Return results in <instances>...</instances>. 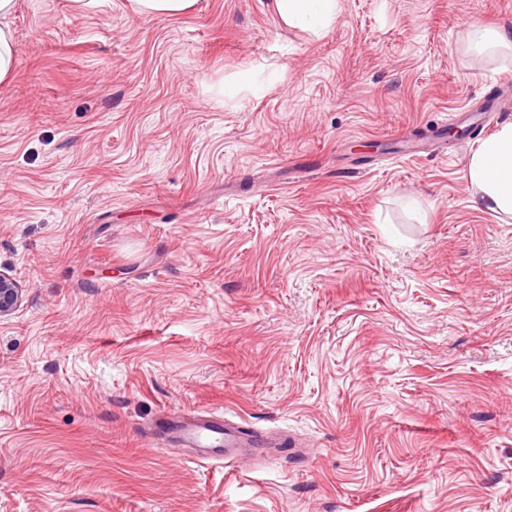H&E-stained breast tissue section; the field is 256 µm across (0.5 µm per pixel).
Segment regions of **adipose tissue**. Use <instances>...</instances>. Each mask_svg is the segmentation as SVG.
<instances>
[{"label":"adipose tissue","mask_w":512,"mask_h":512,"mask_svg":"<svg viewBox=\"0 0 512 512\" xmlns=\"http://www.w3.org/2000/svg\"><path fill=\"white\" fill-rule=\"evenodd\" d=\"M289 26L321 35L336 18L338 0H274ZM466 180L478 207L512 216V123L505 124L471 154Z\"/></svg>","instance_id":"obj_1"}]
</instances>
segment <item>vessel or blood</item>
Segmentation results:
<instances>
[{
  "mask_svg": "<svg viewBox=\"0 0 512 512\" xmlns=\"http://www.w3.org/2000/svg\"><path fill=\"white\" fill-rule=\"evenodd\" d=\"M153 435L157 440L193 449L197 459L228 463L239 457L241 449L266 448L271 444L265 433L241 430L211 412L191 417L162 415L153 427Z\"/></svg>",
  "mask_w": 512,
  "mask_h": 512,
  "instance_id": "b4317fda",
  "label": "vessel or blood"
}]
</instances>
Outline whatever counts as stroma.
<instances>
[{"label":"stroma","mask_w":512,"mask_h":512,"mask_svg":"<svg viewBox=\"0 0 512 512\" xmlns=\"http://www.w3.org/2000/svg\"><path fill=\"white\" fill-rule=\"evenodd\" d=\"M472 22L512 0H16L0 512H512V222L438 129L512 123ZM188 410L288 442L194 462ZM132 10L137 14L163 17H180L188 13L196 0H129ZM279 18L289 26L299 27L314 35L328 30L336 19L338 0H274ZM23 300V288L10 274L0 271V318L13 314Z\"/></svg>","instance_id":"obj_1"}]
</instances>
